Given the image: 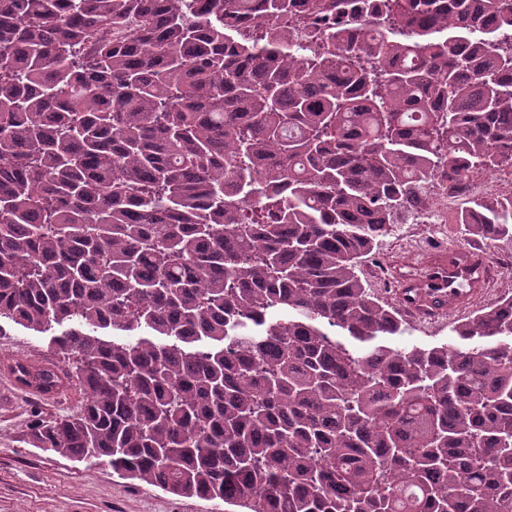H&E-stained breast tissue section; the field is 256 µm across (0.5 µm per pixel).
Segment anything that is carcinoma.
I'll use <instances>...</instances> for the list:
<instances>
[{
    "instance_id": "obj_1",
    "label": "carcinoma",
    "mask_w": 512,
    "mask_h": 512,
    "mask_svg": "<svg viewBox=\"0 0 512 512\" xmlns=\"http://www.w3.org/2000/svg\"><path fill=\"white\" fill-rule=\"evenodd\" d=\"M503 167L512 0H0V322L85 391L34 443L225 512H512V293L401 346L359 276ZM323 15H301L294 29V37L301 41H308L312 43L314 49L318 50L322 43L316 38H312L314 29H321L324 27L328 20L324 19Z\"/></svg>"
}]
</instances>
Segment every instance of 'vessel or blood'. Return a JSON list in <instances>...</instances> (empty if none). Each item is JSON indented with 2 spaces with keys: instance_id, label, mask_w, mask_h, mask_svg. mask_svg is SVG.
<instances>
[{
  "instance_id": "1",
  "label": "vessel or blood",
  "mask_w": 512,
  "mask_h": 512,
  "mask_svg": "<svg viewBox=\"0 0 512 512\" xmlns=\"http://www.w3.org/2000/svg\"><path fill=\"white\" fill-rule=\"evenodd\" d=\"M489 260L468 244L428 251L402 276L396 300L407 312L455 315L486 294Z\"/></svg>"
}]
</instances>
